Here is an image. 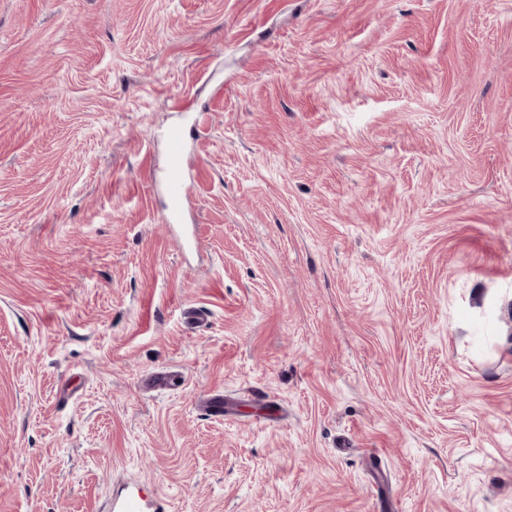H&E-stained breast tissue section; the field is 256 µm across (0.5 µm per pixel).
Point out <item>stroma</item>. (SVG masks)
Here are the masks:
<instances>
[{
	"label": "stroma",
	"mask_w": 512,
	"mask_h": 512,
	"mask_svg": "<svg viewBox=\"0 0 512 512\" xmlns=\"http://www.w3.org/2000/svg\"><path fill=\"white\" fill-rule=\"evenodd\" d=\"M126 474L512 512V0H0V512ZM185 150V134L182 126H174L167 137L168 172L166 178V193L172 203L175 213L185 194L186 176L182 168Z\"/></svg>",
	"instance_id": "35a3bbf8"
}]
</instances>
